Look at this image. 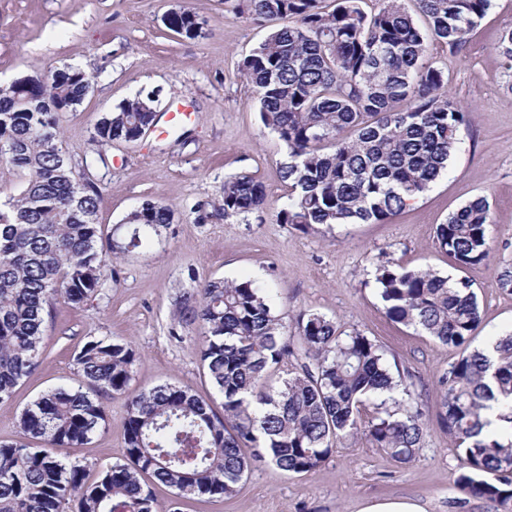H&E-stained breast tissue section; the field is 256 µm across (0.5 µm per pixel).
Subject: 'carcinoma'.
<instances>
[{"label":"carcinoma","mask_w":512,"mask_h":512,"mask_svg":"<svg viewBox=\"0 0 512 512\" xmlns=\"http://www.w3.org/2000/svg\"><path fill=\"white\" fill-rule=\"evenodd\" d=\"M237 0L232 8L260 24L283 20L238 65L259 101V116L285 149L287 200L275 222L325 233L337 224L386 223L408 200L448 172L470 118L448 98L442 71L425 64L433 42L462 48L492 0H413L421 28L402 0ZM186 8L166 28L197 37ZM497 53L512 69V29ZM91 81L66 66L46 78L0 88L4 167L23 176L0 209V400L36 368L46 316L58 303L77 307L116 274L113 259L147 251L173 222L170 208L145 201L102 244L101 200L93 183L78 188L59 142L57 115L79 105ZM158 99L136 94L102 118V144L136 140L155 125ZM224 219L263 211L255 176L224 180ZM493 224L482 196L436 226L438 247L460 269L486 261ZM374 280L385 317L443 345L468 342L481 321L472 284L391 259ZM178 324L200 329V359L223 398L219 415L187 387L163 383L128 397L124 457L87 482L86 466L53 449L87 444L106 424L99 392H128L136 351L91 338L74 355L77 384L41 394L21 413L24 440L0 442V512H164L143 476L177 498L233 497L255 462L308 472L345 438L366 437L408 464L425 425L418 396L394 375L384 351L363 333L320 313L288 327L269 289L250 279L208 280L176 302ZM496 362L473 350L438 378L441 425L458 450L456 486L466 497L512 505V331L496 337ZM289 356L276 389L266 385ZM378 402L372 419L365 402ZM252 449L245 454L243 448Z\"/></svg>","instance_id":"1"}]
</instances>
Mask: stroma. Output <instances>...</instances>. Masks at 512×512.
Returning <instances> with one entry per match:
<instances>
[{
	"label": "stroma",
	"mask_w": 512,
	"mask_h": 512,
	"mask_svg": "<svg viewBox=\"0 0 512 512\" xmlns=\"http://www.w3.org/2000/svg\"><path fill=\"white\" fill-rule=\"evenodd\" d=\"M180 6L196 15L200 37L187 39L165 28V14ZM510 28L512 0H493L461 50L430 47L429 62L443 71L449 96L472 114L448 175L389 222L339 225L323 234L275 221L287 193L279 173L284 148L261 123L256 95L238 73L239 61L267 28L236 15L224 0H0V85L43 78L67 65L92 78L83 101L60 113L59 132L74 164H92L104 236L147 200L168 206L174 216L148 253L117 261L116 275L99 294L76 308L56 305L47 316L37 367L11 399L0 402V441L21 439L22 411L45 391L75 381L74 354L92 336L136 350L130 392L172 383L221 409L200 362L199 331L178 326L175 300L207 280L250 278L271 288L286 324L302 312L326 315L376 341L389 362L408 371L425 413L423 444L406 465L363 437L341 440L309 472L287 474L259 462L228 500L177 499L155 486L170 512H360L365 503L396 498L419 503L425 512H507L500 504L463 497L455 487L459 458L437 419V380L460 358V349L388 321L373 274L389 259L454 274L436 244V226L487 196L493 212L490 257L464 272L481 311L470 346L480 348L512 329V291L498 281L504 268H512V72L495 50ZM141 90L159 91L161 114L189 105L184 129L150 132L133 142H96L101 118ZM240 172L264 184L265 208L228 220L222 186ZM98 400L105 428L87 445L57 451L61 459L87 464L93 481L124 458L126 399L102 392Z\"/></svg>",
	"instance_id": "35a3bbf8"
}]
</instances>
